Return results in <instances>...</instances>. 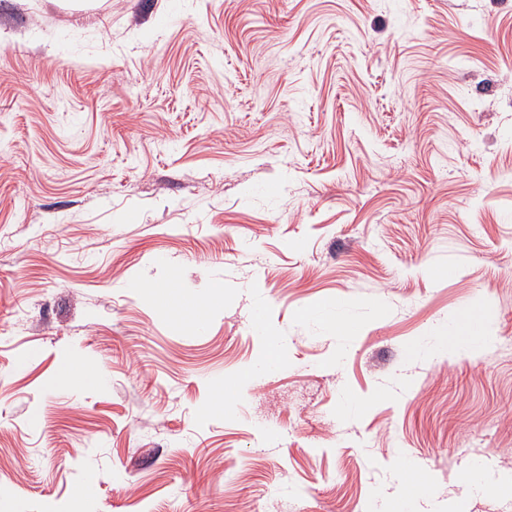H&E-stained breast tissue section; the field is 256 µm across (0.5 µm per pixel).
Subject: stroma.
Returning <instances> with one entry per match:
<instances>
[{"label":"stroma","instance_id":"35a3bbf8","mask_svg":"<svg viewBox=\"0 0 512 512\" xmlns=\"http://www.w3.org/2000/svg\"><path fill=\"white\" fill-rule=\"evenodd\" d=\"M478 463L512 477V0H0V512H497ZM161 297V304L170 313L187 319H199L204 313V308L193 299L175 294L169 289Z\"/></svg>","mask_w":512,"mask_h":512}]
</instances>
